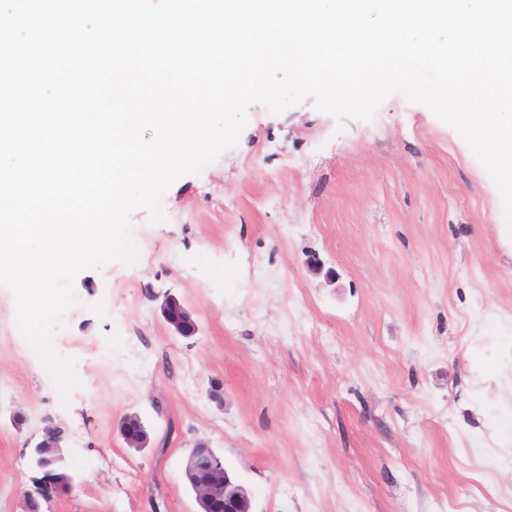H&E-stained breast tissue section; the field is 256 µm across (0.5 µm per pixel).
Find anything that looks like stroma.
<instances>
[{
  "label": "stroma",
  "instance_id": "35a3bbf8",
  "mask_svg": "<svg viewBox=\"0 0 512 512\" xmlns=\"http://www.w3.org/2000/svg\"><path fill=\"white\" fill-rule=\"evenodd\" d=\"M162 209L130 214L136 264L74 279L51 341L69 406L0 286V512H23L49 426L75 481L41 512H200V443L252 512H512V226L454 128L399 93L343 125L311 96L256 103Z\"/></svg>",
  "mask_w": 512,
  "mask_h": 512
}]
</instances>
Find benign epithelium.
I'll return each instance as SVG.
<instances>
[{
  "mask_svg": "<svg viewBox=\"0 0 512 512\" xmlns=\"http://www.w3.org/2000/svg\"><path fill=\"white\" fill-rule=\"evenodd\" d=\"M162 311L167 322L173 326L178 325L181 315L187 313L178 301L169 298L165 299ZM124 422L131 428L130 432L123 435L126 443L133 448L145 447L147 435L142 429L140 419L128 416L124 418ZM48 437L53 438V447H59L54 430L45 429L43 440L36 444L34 452L36 465L45 471L47 478L37 488L36 493H29L24 497L25 512H31V505L38 502V498L46 499L57 489V485L48 478L53 459L44 456L42 451ZM223 471V460L207 445L199 444L191 450L185 466V477L192 483L203 512H252L248 491L236 481L223 477Z\"/></svg>",
  "mask_w": 512,
  "mask_h": 512,
  "instance_id": "1",
  "label": "benign epithelium"
}]
</instances>
